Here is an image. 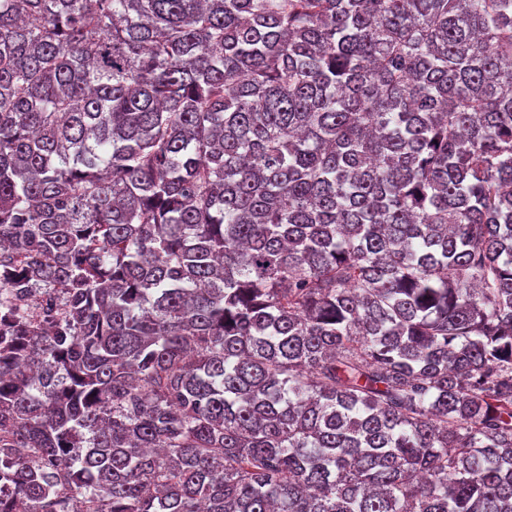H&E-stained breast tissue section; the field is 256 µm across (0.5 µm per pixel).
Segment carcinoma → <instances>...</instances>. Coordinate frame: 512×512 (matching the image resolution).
I'll return each mask as SVG.
<instances>
[{
	"mask_svg": "<svg viewBox=\"0 0 512 512\" xmlns=\"http://www.w3.org/2000/svg\"><path fill=\"white\" fill-rule=\"evenodd\" d=\"M512 512V0H0V512Z\"/></svg>",
	"mask_w": 512,
	"mask_h": 512,
	"instance_id": "carcinoma-1",
	"label": "carcinoma"
}]
</instances>
